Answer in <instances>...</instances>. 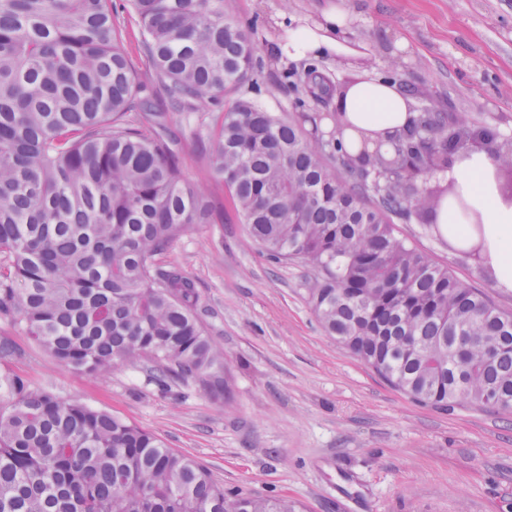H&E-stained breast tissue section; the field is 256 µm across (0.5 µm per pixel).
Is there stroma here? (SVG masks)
Returning a JSON list of instances; mask_svg holds the SVG:
<instances>
[{
  "label": "stroma",
  "instance_id": "1",
  "mask_svg": "<svg viewBox=\"0 0 512 512\" xmlns=\"http://www.w3.org/2000/svg\"><path fill=\"white\" fill-rule=\"evenodd\" d=\"M256 30L264 69L242 93L290 115L303 85L283 69L316 62L343 86L396 73L442 111L465 112L512 136V0H228ZM312 31L323 54L296 58L288 34ZM169 114L183 173L223 209L157 256L193 279L208 336L224 351L230 392L160 385L140 361L95 378L60 364L10 321L13 372L53 394L101 408L207 467L225 489L295 501L302 512H512V413L422 405L392 388L336 339L308 303L313 269L270 259L210 176L201 135L212 111ZM400 234L467 285L512 311V289L454 259L435 234Z\"/></svg>",
  "mask_w": 512,
  "mask_h": 512
}]
</instances>
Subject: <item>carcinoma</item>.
Masks as SVG:
<instances>
[{"instance_id":"obj_1","label":"carcinoma","mask_w":512,"mask_h":512,"mask_svg":"<svg viewBox=\"0 0 512 512\" xmlns=\"http://www.w3.org/2000/svg\"><path fill=\"white\" fill-rule=\"evenodd\" d=\"M225 0H130L141 49L173 112H194L257 81L252 31ZM112 0H0V318L59 363L90 375L143 359L156 380L229 393L224 351L200 318V292L154 257L212 209L183 177L167 113L140 99ZM281 78L316 98L317 64ZM289 117L240 95L216 117L208 162L238 219L273 258L317 277L308 300L324 331L396 390L436 408L512 413V312L396 235L443 201L478 240L483 219L456 183L423 186L474 154L502 170L512 147L484 119L416 112L393 131L340 113ZM0 340V512H296L224 484L154 433L30 385Z\"/></svg>"}]
</instances>
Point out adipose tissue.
Here are the masks:
<instances>
[{
	"label": "adipose tissue",
	"mask_w": 512,
	"mask_h": 512,
	"mask_svg": "<svg viewBox=\"0 0 512 512\" xmlns=\"http://www.w3.org/2000/svg\"><path fill=\"white\" fill-rule=\"evenodd\" d=\"M347 118L366 129H395L407 123L410 102L395 85L367 78L353 85L339 102ZM491 161L482 154L456 164L451 179L465 191L484 218L488 259L500 287L512 289V205L500 201L490 178Z\"/></svg>",
	"instance_id": "adipose-tissue-1"
}]
</instances>
